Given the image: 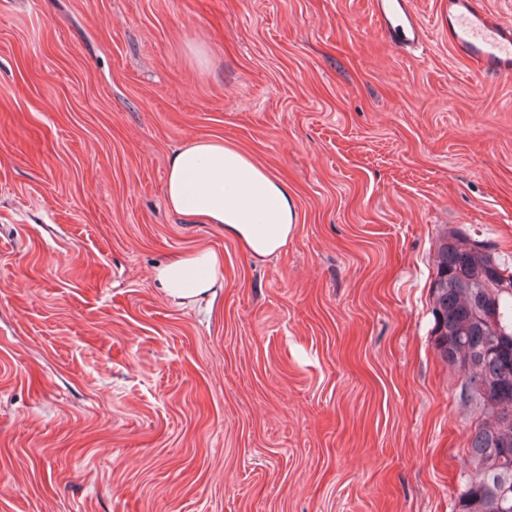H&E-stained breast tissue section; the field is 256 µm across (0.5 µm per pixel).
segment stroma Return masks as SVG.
<instances>
[{
	"mask_svg": "<svg viewBox=\"0 0 512 512\" xmlns=\"http://www.w3.org/2000/svg\"><path fill=\"white\" fill-rule=\"evenodd\" d=\"M371 0H0V512H455L475 414L442 230L512 258V79ZM220 137L288 186L261 259L165 203ZM222 253L175 306L169 257ZM372 18L395 49H424V28L415 0H372ZM223 267V255L199 249L160 264L153 279L171 304L185 306L202 300L216 288Z\"/></svg>",
	"mask_w": 512,
	"mask_h": 512,
	"instance_id": "obj_1",
	"label": "stroma"
}]
</instances>
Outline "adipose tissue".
Segmentation results:
<instances>
[{
	"instance_id": "obj_1",
	"label": "adipose tissue",
	"mask_w": 512,
	"mask_h": 512,
	"mask_svg": "<svg viewBox=\"0 0 512 512\" xmlns=\"http://www.w3.org/2000/svg\"><path fill=\"white\" fill-rule=\"evenodd\" d=\"M166 202L190 223L221 225L257 258L287 247L297 222L285 183L246 153L209 138L171 155ZM223 267V255L199 249L160 264L153 279L171 304L184 306L207 297Z\"/></svg>"
}]
</instances>
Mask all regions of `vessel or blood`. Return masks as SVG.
<instances>
[{"instance_id":"vessel-or-blood-1","label":"vessel or blood","mask_w":512,"mask_h":512,"mask_svg":"<svg viewBox=\"0 0 512 512\" xmlns=\"http://www.w3.org/2000/svg\"><path fill=\"white\" fill-rule=\"evenodd\" d=\"M448 44L482 72L512 78V23L480 6L479 0H447ZM372 18L397 50L425 46L415 0H372Z\"/></svg>"}]
</instances>
